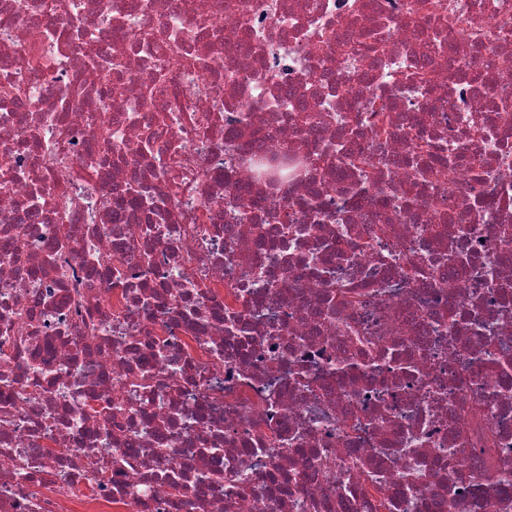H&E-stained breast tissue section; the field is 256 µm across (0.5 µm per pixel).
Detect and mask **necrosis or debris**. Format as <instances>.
Wrapping results in <instances>:
<instances>
[{"label":"necrosis or debris","instance_id":"1","mask_svg":"<svg viewBox=\"0 0 512 512\" xmlns=\"http://www.w3.org/2000/svg\"><path fill=\"white\" fill-rule=\"evenodd\" d=\"M421 2L0 0V512H512V0Z\"/></svg>","mask_w":512,"mask_h":512}]
</instances>
